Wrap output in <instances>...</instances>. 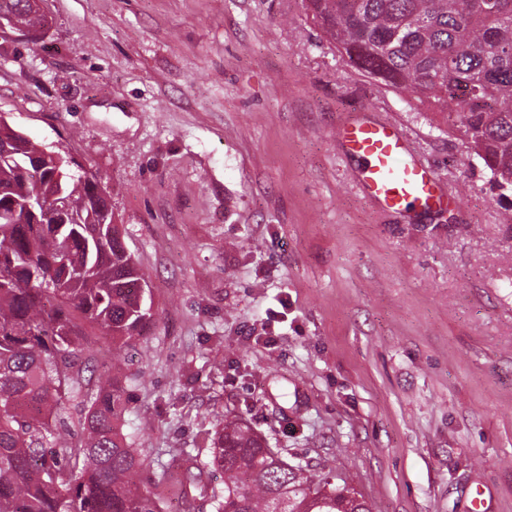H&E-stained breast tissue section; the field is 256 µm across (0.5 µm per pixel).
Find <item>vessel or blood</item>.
<instances>
[{"label":"vessel or blood","instance_id":"b4317fda","mask_svg":"<svg viewBox=\"0 0 512 512\" xmlns=\"http://www.w3.org/2000/svg\"><path fill=\"white\" fill-rule=\"evenodd\" d=\"M347 154L359 160V183L385 208L427 211L444 202L434 172L407 158V140L389 122H354L338 131Z\"/></svg>","mask_w":512,"mask_h":512}]
</instances>
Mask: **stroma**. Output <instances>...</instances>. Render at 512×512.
<instances>
[{"label":"stroma","mask_w":512,"mask_h":512,"mask_svg":"<svg viewBox=\"0 0 512 512\" xmlns=\"http://www.w3.org/2000/svg\"><path fill=\"white\" fill-rule=\"evenodd\" d=\"M0 116L110 193L153 318L115 359L163 512L225 418L373 512H512V207L452 117L365 78L301 0H40ZM388 121L460 201L395 212L338 130Z\"/></svg>","instance_id":"obj_1"}]
</instances>
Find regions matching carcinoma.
Segmentation results:
<instances>
[{"label": "carcinoma", "mask_w": 512, "mask_h": 512, "mask_svg": "<svg viewBox=\"0 0 512 512\" xmlns=\"http://www.w3.org/2000/svg\"><path fill=\"white\" fill-rule=\"evenodd\" d=\"M361 75L426 98L455 117L467 157L512 204V0H302ZM15 31L44 24L31 0H0ZM0 119V512H162L144 459L122 432L116 365L87 397L81 431H61L81 397L83 355L104 330L119 350L151 321L97 176L70 174ZM224 493L208 492L209 468ZM184 498L215 512H372L353 490L285 461L247 423L226 419L211 461L187 454Z\"/></svg>", "instance_id": "obj_1"}]
</instances>
